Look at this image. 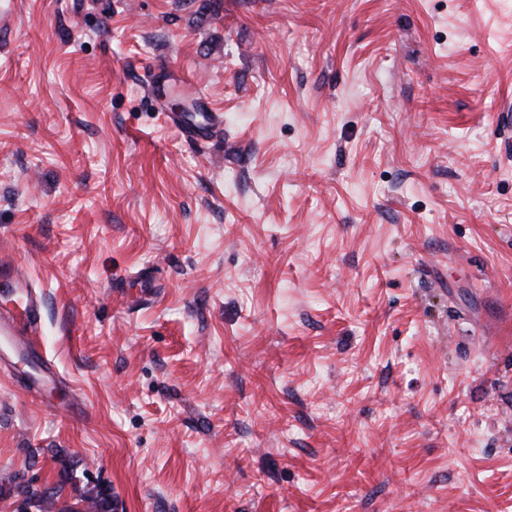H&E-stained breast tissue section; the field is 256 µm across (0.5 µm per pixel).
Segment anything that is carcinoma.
Masks as SVG:
<instances>
[{"label": "carcinoma", "mask_w": 512, "mask_h": 512, "mask_svg": "<svg viewBox=\"0 0 512 512\" xmlns=\"http://www.w3.org/2000/svg\"><path fill=\"white\" fill-rule=\"evenodd\" d=\"M64 486L42 487L18 473L0 481V496L23 497L20 512H112V495L107 489L90 490L72 504L62 500Z\"/></svg>", "instance_id": "carcinoma-1"}]
</instances>
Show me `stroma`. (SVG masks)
Segmentation results:
<instances>
[{
  "instance_id": "35a3bbf8",
  "label": "stroma",
  "mask_w": 512,
  "mask_h": 512,
  "mask_svg": "<svg viewBox=\"0 0 512 512\" xmlns=\"http://www.w3.org/2000/svg\"><path fill=\"white\" fill-rule=\"evenodd\" d=\"M507 110L512 0H0V259L59 372L0 349V477L512 512Z\"/></svg>"
}]
</instances>
